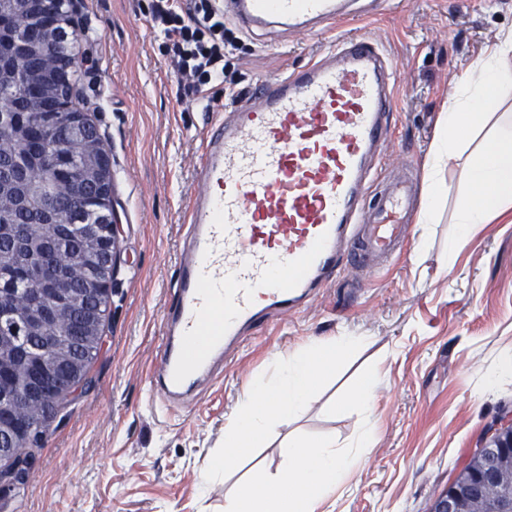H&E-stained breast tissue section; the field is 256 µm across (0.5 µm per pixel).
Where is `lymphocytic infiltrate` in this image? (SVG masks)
Wrapping results in <instances>:
<instances>
[{"label":"lymphocytic infiltrate","instance_id":"1","mask_svg":"<svg viewBox=\"0 0 512 512\" xmlns=\"http://www.w3.org/2000/svg\"><path fill=\"white\" fill-rule=\"evenodd\" d=\"M147 14L160 50L182 79L179 97L198 98L217 83L238 86L228 61L236 37L214 0H148Z\"/></svg>","mask_w":512,"mask_h":512}]
</instances>
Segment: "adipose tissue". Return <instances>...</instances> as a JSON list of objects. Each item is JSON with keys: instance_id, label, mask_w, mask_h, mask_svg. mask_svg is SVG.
I'll return each mask as SVG.
<instances>
[{"instance_id": "ef3b65f1", "label": "adipose tissue", "mask_w": 512, "mask_h": 512, "mask_svg": "<svg viewBox=\"0 0 512 512\" xmlns=\"http://www.w3.org/2000/svg\"><path fill=\"white\" fill-rule=\"evenodd\" d=\"M512 88V34L487 46L481 59L464 69L457 90L445 105L442 133L429 157L427 200L420 223L430 221L438 202L448 192L441 181L444 168L460 163L466 144L479 129L487 134L479 143L478 158L467 169L455 227L448 235V251L456 253L465 229L484 224L512 207V110L505 106V91ZM353 336L314 342L283 363L279 375L252 384L224 428V450L204 483L214 474L228 473L264 443L270 426L298 416L312 400L319 381L335 371L347 352L357 345ZM377 373L364 375L352 396L339 407H358L363 425L349 444L334 439H292L283 450L284 462L275 472L238 485L226 512H317L350 474L362 448L371 443Z\"/></svg>"}]
</instances>
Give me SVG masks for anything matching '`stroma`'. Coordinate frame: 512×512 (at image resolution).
I'll use <instances>...</instances> for the list:
<instances>
[{
  "mask_svg": "<svg viewBox=\"0 0 512 512\" xmlns=\"http://www.w3.org/2000/svg\"><path fill=\"white\" fill-rule=\"evenodd\" d=\"M146 0H77L70 23L85 58L74 104L95 123L111 157L117 270L103 323L105 346L91 388L48 423L35 466L0 494V512H224L240 483L275 470L289 437L355 439L360 416L339 410L359 378L380 376L376 433L350 481L325 512H428L500 417L512 416V208L474 227L449 255L464 169L445 173L449 195L428 228L378 273L350 265L299 311L245 337L213 376L182 401L150 387L174 301L182 213L197 188L202 102L178 99L177 77L158 50ZM98 41H87L85 29ZM512 29V0H376L367 19L334 31L247 30L233 60L241 86L304 65L332 38L370 33L388 52L397 86L395 132L383 174L424 171L456 78ZM357 336L361 345L318 387L295 421L275 424L262 447L203 489L242 395L272 378L313 341Z\"/></svg>",
  "mask_w": 512,
  "mask_h": 512,
  "instance_id": "35a3bbf8",
  "label": "stroma"
}]
</instances>
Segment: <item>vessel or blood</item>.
<instances>
[{
	"label": "vessel or blood",
	"mask_w": 512,
	"mask_h": 512,
	"mask_svg": "<svg viewBox=\"0 0 512 512\" xmlns=\"http://www.w3.org/2000/svg\"><path fill=\"white\" fill-rule=\"evenodd\" d=\"M246 29H326L351 0H226ZM396 85L371 36L345 37L213 117L189 204L176 299L152 381L165 398L208 378L264 320L298 310L349 264L395 259L417 178L385 182Z\"/></svg>",
	"instance_id": "1"
}]
</instances>
